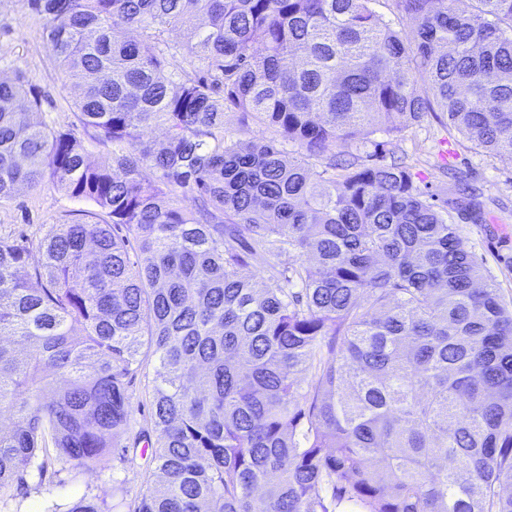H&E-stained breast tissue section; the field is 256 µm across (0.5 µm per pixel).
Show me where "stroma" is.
<instances>
[{
	"instance_id": "obj_1",
	"label": "stroma",
	"mask_w": 512,
	"mask_h": 512,
	"mask_svg": "<svg viewBox=\"0 0 512 512\" xmlns=\"http://www.w3.org/2000/svg\"><path fill=\"white\" fill-rule=\"evenodd\" d=\"M22 71L32 93L42 99V117L54 128L85 132L79 124L72 93L61 84L59 70L42 38L40 23L32 16L28 0H0V77ZM350 153L361 164H388L404 159L415 181L436 197L449 188L473 189L483 212V222L467 217L455 219L465 248L481 263L485 275L512 301V161L471 148L438 113H428L421 122L399 133L376 131L363 140L345 141L310 157L315 171L326 169L332 155ZM98 210L88 199L69 197L56 186L20 189L12 200L0 205V238L37 250L50 225L89 220ZM149 379L138 376L128 389L131 423L124 436L134 452L126 460H109L103 467L81 469L65 464L59 479L39 483L31 479L26 495L0 503V512H46L52 503L66 504L82 497L95 498L104 507L119 505L129 512L142 489L144 475L152 467L151 451L136 446L141 430L149 428L152 412Z\"/></svg>"
}]
</instances>
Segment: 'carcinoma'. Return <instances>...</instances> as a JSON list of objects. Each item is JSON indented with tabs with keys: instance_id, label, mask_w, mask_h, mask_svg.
Returning a JSON list of instances; mask_svg holds the SVG:
<instances>
[{
	"instance_id": "1",
	"label": "carcinoma",
	"mask_w": 512,
	"mask_h": 512,
	"mask_svg": "<svg viewBox=\"0 0 512 512\" xmlns=\"http://www.w3.org/2000/svg\"><path fill=\"white\" fill-rule=\"evenodd\" d=\"M371 2L29 0L113 150L92 166L20 105L22 72L0 80V203L50 182L107 216L51 225L33 264L0 239V499L34 467L125 459L152 355L133 512H512V303L453 224L483 221L472 196L438 205L403 162L315 172L276 143L314 156L439 111L512 160V0H395L414 38ZM228 112L273 137L227 138ZM147 367L148 376L139 375L131 386L128 393L131 396V423L127 433L124 436V442L133 448L134 441L139 436L142 429H148L151 432L150 417L152 412L151 395L148 392L149 381L152 378L153 367L156 365V358L150 357Z\"/></svg>"
}]
</instances>
